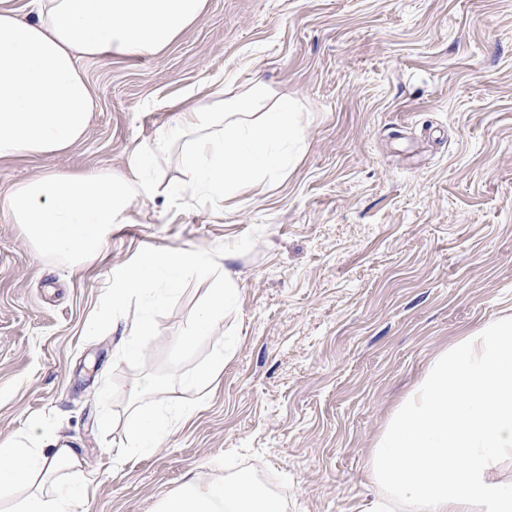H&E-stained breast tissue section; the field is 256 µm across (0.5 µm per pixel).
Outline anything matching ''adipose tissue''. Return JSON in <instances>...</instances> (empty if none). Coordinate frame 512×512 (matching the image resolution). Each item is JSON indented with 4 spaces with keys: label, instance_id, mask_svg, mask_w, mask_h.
I'll return each mask as SVG.
<instances>
[{
    "label": "adipose tissue",
    "instance_id": "ef3b65f1",
    "mask_svg": "<svg viewBox=\"0 0 512 512\" xmlns=\"http://www.w3.org/2000/svg\"><path fill=\"white\" fill-rule=\"evenodd\" d=\"M208 0H32V12L0 0V161L66 152L84 140L97 96L83 62L165 52L205 13ZM188 139L181 163L187 199L247 195L301 148L298 104L269 102L262 82L240 95L212 93L180 109L153 143L136 147L128 175L101 168L41 173L12 187L0 206L42 255L76 266L126 223L167 147ZM512 315L460 337L397 408L368 464L380 489L361 512H512ZM80 457L39 437L0 442V500L15 512H83L86 482L64 479ZM157 512H282L247 475L186 480Z\"/></svg>",
    "mask_w": 512,
    "mask_h": 512
}]
</instances>
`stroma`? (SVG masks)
<instances>
[{"mask_svg": "<svg viewBox=\"0 0 512 512\" xmlns=\"http://www.w3.org/2000/svg\"><path fill=\"white\" fill-rule=\"evenodd\" d=\"M98 108L87 136L48 158L0 163V197L49 170L125 172L131 150L216 83L295 99L304 144L243 198L190 201L182 142L100 255L37 252L0 209V441L37 430L81 457L87 512H156L189 478L254 474L284 512H360L367 464L392 414L459 336L512 314V0H208L158 56L84 65ZM226 263L237 328L206 401L158 451L117 462L135 372L118 362L133 318L84 335L112 274L145 247L210 250L256 225ZM159 318L148 367L207 292ZM114 373L118 422L98 431Z\"/></svg>", "mask_w": 512, "mask_h": 512, "instance_id": "obj_1", "label": "stroma"}]
</instances>
